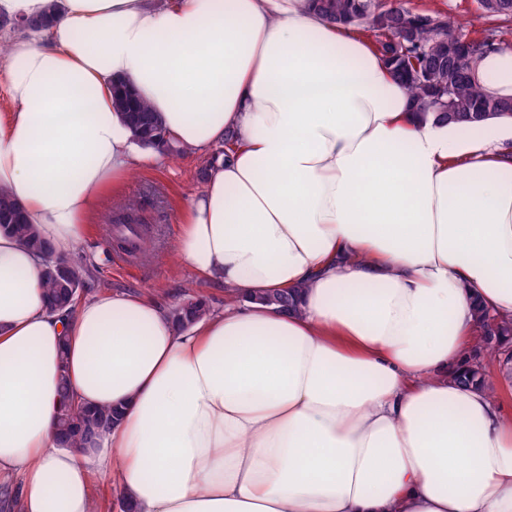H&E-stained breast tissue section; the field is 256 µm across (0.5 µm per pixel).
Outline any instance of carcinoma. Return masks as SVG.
<instances>
[{"mask_svg": "<svg viewBox=\"0 0 512 512\" xmlns=\"http://www.w3.org/2000/svg\"><path fill=\"white\" fill-rule=\"evenodd\" d=\"M309 7L328 23L358 28L370 33V44L385 68L398 78L422 118L432 117L442 124L477 123L489 116L512 117V98L485 93L472 79L475 62L502 36L512 33V13L477 7V18L485 27L470 30L466 22L433 11L424 14L406 7L402 0L385 6L374 0H308ZM113 108L130 126L145 147L169 148L158 113L140 101L131 86L115 84ZM138 203H127L112 219V234L127 253L136 255L151 246L136 220ZM0 231L18 239L41 256V281L50 312L71 313L79 303L88 275L82 263L60 259L35 225L24 221L11 196L0 190ZM262 304L285 311L297 309L295 292L273 291L256 297ZM208 300L190 296L169 308L173 321L182 329L193 327L210 314ZM481 339L469 368L459 382L477 384L485 379V362L497 360L512 375V354L503 350V340L512 336V319L500 320L478 312ZM116 412L110 407L85 408L67 401L62 404L58 428L69 446L89 448L98 445L112 429Z\"/></svg>", "mask_w": 512, "mask_h": 512, "instance_id": "carcinoma-1", "label": "carcinoma"}]
</instances>
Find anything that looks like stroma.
Listing matches in <instances>:
<instances>
[{"label":"stroma","instance_id":"35a3bbf8","mask_svg":"<svg viewBox=\"0 0 512 512\" xmlns=\"http://www.w3.org/2000/svg\"><path fill=\"white\" fill-rule=\"evenodd\" d=\"M207 160V153L190 154L175 145L167 150L162 163L127 178L123 197L144 203L143 216L156 238L158 252L151 258L133 259L111 246L102 224L93 225L75 252L76 258L90 270L93 292H142L166 307L200 294L207 296L213 310L223 308L224 293L220 287L192 278L177 253L180 217L203 187L197 171Z\"/></svg>","mask_w":512,"mask_h":512}]
</instances>
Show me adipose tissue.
<instances>
[{
    "label": "adipose tissue",
    "mask_w": 512,
    "mask_h": 512,
    "mask_svg": "<svg viewBox=\"0 0 512 512\" xmlns=\"http://www.w3.org/2000/svg\"><path fill=\"white\" fill-rule=\"evenodd\" d=\"M52 15L0 57V189L70 257L161 162L122 81L189 151L238 138L181 215L224 309L191 330L143 293L46 310L40 257L0 234V484L20 512H91L59 382L118 409L93 450L128 512H512V413L463 385L476 307L512 317V118L419 120L367 40L306 0H0ZM475 81L512 98V44ZM297 289L299 312L257 302Z\"/></svg>",
    "instance_id": "obj_1"
}]
</instances>
